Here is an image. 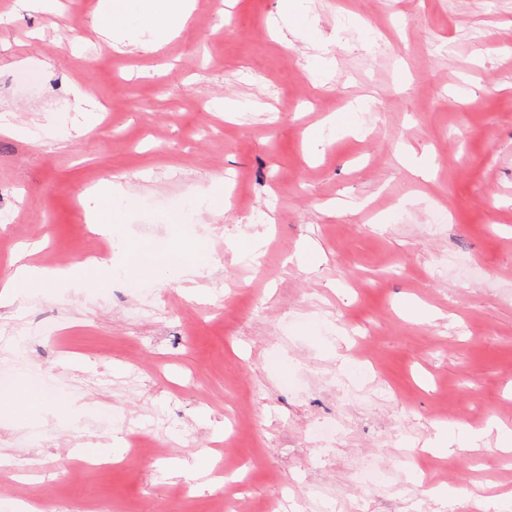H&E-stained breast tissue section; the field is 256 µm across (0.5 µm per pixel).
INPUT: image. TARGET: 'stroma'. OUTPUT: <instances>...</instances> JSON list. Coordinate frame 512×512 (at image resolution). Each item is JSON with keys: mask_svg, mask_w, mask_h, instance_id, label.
Returning a JSON list of instances; mask_svg holds the SVG:
<instances>
[{"mask_svg": "<svg viewBox=\"0 0 512 512\" xmlns=\"http://www.w3.org/2000/svg\"><path fill=\"white\" fill-rule=\"evenodd\" d=\"M98 4L0 0V281L93 261L92 220L155 269L0 306L10 391L51 388L0 413V507L211 512L220 457L245 512H341L366 469L363 512H512V0H290L285 36L277 0H192L156 52ZM110 183L136 207L88 212Z\"/></svg>", "mask_w": 512, "mask_h": 512, "instance_id": "1", "label": "stroma"}]
</instances>
